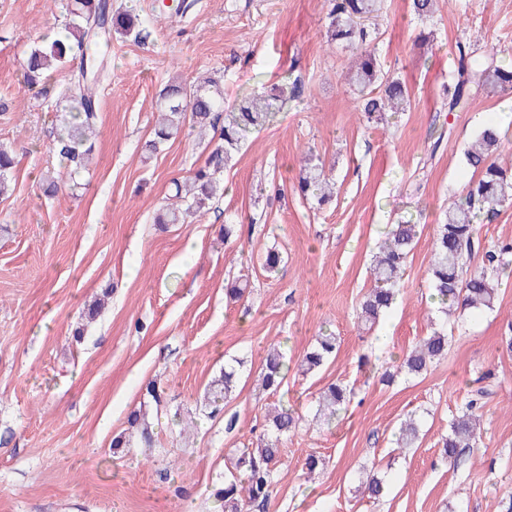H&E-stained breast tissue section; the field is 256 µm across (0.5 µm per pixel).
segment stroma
Returning a JSON list of instances; mask_svg holds the SVG:
<instances>
[{
    "mask_svg": "<svg viewBox=\"0 0 512 512\" xmlns=\"http://www.w3.org/2000/svg\"><path fill=\"white\" fill-rule=\"evenodd\" d=\"M67 0H0V144L17 154L11 190L0 196V512H219L210 496L237 449L256 447L268 404L310 415L337 382L353 397L335 426L302 429L282 444L281 478L263 512H512V356L500 336L512 320V280L494 310L449 328L448 357L425 376L392 382L383 367L431 328L436 307L426 268L448 198L473 171L464 159L482 120L512 133V93L478 92L468 107H442L459 44L512 55V0H439L420 23L409 0H385L376 55L410 92V105L382 123L361 120L344 80L351 52L329 45L326 0H111L133 7L150 35H113L108 74L96 89L97 136L87 169L70 175L53 151L61 87L76 62L28 85L31 47L62 31ZM223 78L224 106L242 93L297 83L298 98L253 132L222 176L212 209L159 229L172 179L204 163L211 145L183 130L146 153L157 97L171 80ZM336 183L321 206L292 183L306 152ZM74 177L56 196L40 180ZM419 224L395 306L372 328L356 309L371 282V255L387 225ZM236 233L222 241L220 227ZM276 248L275 276L261 255ZM244 279L245 298L227 302V283ZM112 295L76 342L86 301ZM338 337L321 369L303 374L300 356L319 330ZM291 367L277 394L256 376L270 344ZM238 372L221 416L199 405L224 365ZM494 394L481 433L453 467L441 457L448 422L479 379ZM156 381L168 394L155 429L154 458L142 448L116 454L112 439ZM191 411L180 437L175 410ZM421 418L417 447L395 444L407 413ZM322 459L307 479L308 455ZM385 474L378 503L356 487L361 466Z\"/></svg>",
    "mask_w": 512,
    "mask_h": 512,
    "instance_id": "stroma-1",
    "label": "stroma"
}]
</instances>
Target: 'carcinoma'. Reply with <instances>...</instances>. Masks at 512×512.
I'll return each instance as SVG.
<instances>
[{"label":"carcinoma","instance_id":"cac0c4a2","mask_svg":"<svg viewBox=\"0 0 512 512\" xmlns=\"http://www.w3.org/2000/svg\"><path fill=\"white\" fill-rule=\"evenodd\" d=\"M328 25L326 36L357 54L345 79L361 95V116L367 122L385 119L406 111L409 105L405 85L383 74L375 51L376 28L371 20L378 16L383 0H326ZM436 0H412V9L421 21L433 17ZM68 21L65 34L35 44L25 60V78L30 84L40 83L48 67L80 60L79 73L66 88L63 100L69 117L62 121L56 136L57 155L66 167L79 170L87 166L92 155L91 136L97 119L98 103L92 86L104 76L105 48L112 34L148 36L139 15L131 10L114 12L103 0H68ZM512 89V66L493 51L470 49L460 52L459 68L453 91L448 95V111L465 108L477 90L493 92ZM299 95L297 85L279 84L268 91L246 92L234 108L224 111V87L210 78L193 88L180 84L169 85L160 93L159 118L154 138L146 148L154 153L159 146L176 136L185 126L220 129V142L210 151L203 165L197 167L184 182L172 181L175 202L155 217L157 224H184L188 219L205 212L216 198L224 168L240 151L244 141L262 128L280 111L287 100ZM507 133L493 121L482 123L475 140L465 150L466 164L475 177L462 194L448 200L443 221L437 225L431 247L426 276L432 293L430 299L445 315L491 311L495 307L501 274L512 272V243L488 247L482 266L464 274L465 258L475 249L476 224L493 222L502 208L512 205V163H505L500 149ZM16 166L12 151L0 145V195L6 193ZM294 188L303 196L311 195L324 204L333 196V183L322 162L309 154L300 169ZM417 225L406 221L392 224L383 232L371 266L373 286L366 292L357 309L358 323L371 327L391 310L396 302L409 254L417 238ZM337 337L321 331L314 344L300 360L299 369L311 373L323 365L336 350ZM448 353V328L443 325L419 340L410 351L399 357L397 372L420 377L429 367ZM289 371L288 361L275 345L270 346L261 372V387L271 394L282 387ZM237 384L236 370L229 368L215 378L204 397L202 411L215 417L224 409ZM352 390L337 383L323 388L316 398V415L330 425L336 421ZM144 398L160 410L166 407L165 391L155 381L144 387ZM479 399L467 400L448 424V436L442 442V457L457 467L462 453L474 447L479 429ZM304 417L291 405L278 408L265 416V429L260 446L243 448L226 467L224 480L214 489V498L222 512H253L270 500L279 481L276 467L280 447L285 437L303 427ZM127 432L113 438V452L138 443L143 448L157 445L156 433L145 409L133 410L127 416ZM419 439L416 421L409 417L400 426L399 445L413 446ZM362 494L378 500L383 494L385 480L373 468L362 467Z\"/></svg>","mask_w":512,"mask_h":512}]
</instances>
